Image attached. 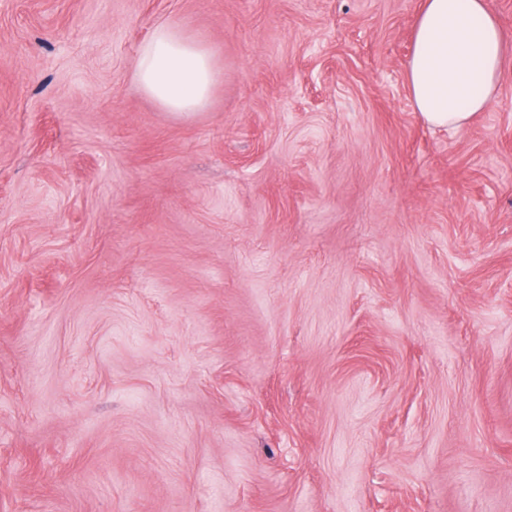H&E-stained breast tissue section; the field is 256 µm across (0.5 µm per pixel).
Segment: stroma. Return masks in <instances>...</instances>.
Listing matches in <instances>:
<instances>
[{"instance_id":"stroma-1","label":"stroma","mask_w":512,"mask_h":512,"mask_svg":"<svg viewBox=\"0 0 512 512\" xmlns=\"http://www.w3.org/2000/svg\"><path fill=\"white\" fill-rule=\"evenodd\" d=\"M422 5L0 0V512H512V51L425 126ZM219 76L210 49L171 24L153 30L139 52L134 72L145 94L164 110L177 114L203 108Z\"/></svg>"}]
</instances>
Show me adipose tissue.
<instances>
[{"mask_svg":"<svg viewBox=\"0 0 512 512\" xmlns=\"http://www.w3.org/2000/svg\"><path fill=\"white\" fill-rule=\"evenodd\" d=\"M504 62V35L487 0H424L407 84L429 127L463 128L492 103ZM220 71L210 49L180 27L157 26L142 46L134 77L166 111L203 108Z\"/></svg>","mask_w":512,"mask_h":512,"instance_id":"adipose-tissue-1","label":"adipose tissue"}]
</instances>
